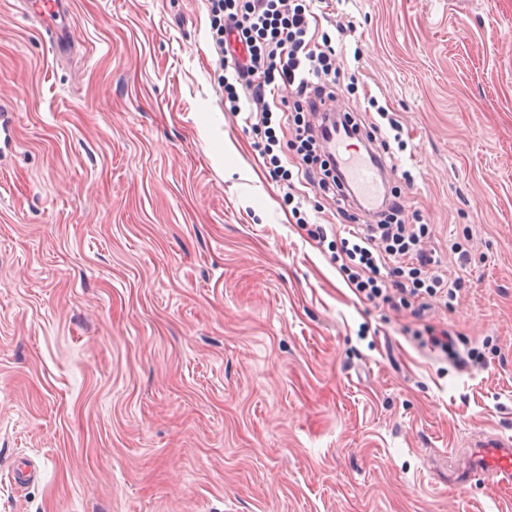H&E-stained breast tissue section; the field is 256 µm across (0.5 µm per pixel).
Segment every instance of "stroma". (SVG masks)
Masks as SVG:
<instances>
[{
	"label": "stroma",
	"mask_w": 512,
	"mask_h": 512,
	"mask_svg": "<svg viewBox=\"0 0 512 512\" xmlns=\"http://www.w3.org/2000/svg\"><path fill=\"white\" fill-rule=\"evenodd\" d=\"M329 16L356 26L337 109L397 114L407 210L465 280L421 319L359 301L296 224L224 110L208 0H70L61 62L0 0V512H512L448 480L512 439V0Z\"/></svg>",
	"instance_id": "obj_1"
}]
</instances>
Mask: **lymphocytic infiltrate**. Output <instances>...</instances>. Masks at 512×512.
<instances>
[{
	"instance_id": "obj_1",
	"label": "lymphocytic infiltrate",
	"mask_w": 512,
	"mask_h": 512,
	"mask_svg": "<svg viewBox=\"0 0 512 512\" xmlns=\"http://www.w3.org/2000/svg\"><path fill=\"white\" fill-rule=\"evenodd\" d=\"M211 38L224 72V92L233 115L250 128L253 147L274 183H299L336 203L335 223L347 226L341 239L339 272L355 295L373 304L410 310L423 317L434 303H447L462 281L433 270V259L420 246L430 229L405 221L404 185L414 182L402 171V185L392 187L377 219L357 223L354 198L342 166L324 144L336 127L350 129L370 159L385 161L391 144L401 141L395 113L369 98L375 121L363 123L353 113L334 108L341 70L333 36L355 33L353 24H337L335 33H314L324 0H209ZM293 111H284L286 99ZM287 125L293 168L274 149L276 124Z\"/></svg>"
}]
</instances>
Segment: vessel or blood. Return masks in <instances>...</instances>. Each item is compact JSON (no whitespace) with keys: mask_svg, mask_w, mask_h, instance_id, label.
<instances>
[{"mask_svg":"<svg viewBox=\"0 0 512 512\" xmlns=\"http://www.w3.org/2000/svg\"><path fill=\"white\" fill-rule=\"evenodd\" d=\"M24 5L27 17L44 30L52 53L59 58L65 57L71 50L73 37L57 23L65 9L62 0H48L44 9L37 7L35 0H24ZM329 144L333 150L349 156L351 164L347 180L350 188L365 210H375L387 190L381 170L374 167L372 161L361 157L344 133L332 134ZM451 480L459 484L482 480L495 484L502 491L512 490V441L498 436L473 440L469 454Z\"/></svg>","mask_w":512,"mask_h":512,"instance_id":"1","label":"vessel or blood"}]
</instances>
